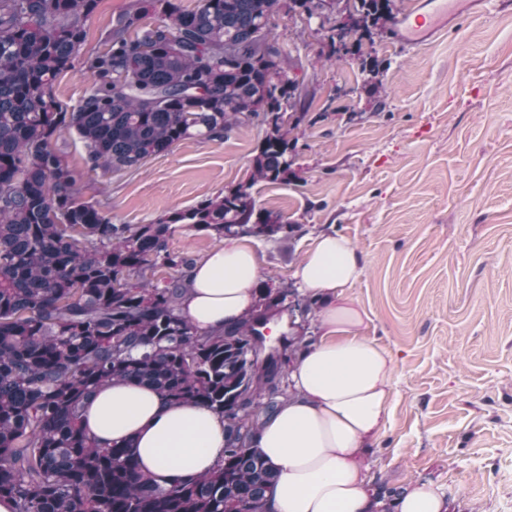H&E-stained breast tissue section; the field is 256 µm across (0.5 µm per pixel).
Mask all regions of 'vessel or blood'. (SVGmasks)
Returning <instances> with one entry per match:
<instances>
[{"label": "vessel or blood", "instance_id": "obj_1", "mask_svg": "<svg viewBox=\"0 0 512 512\" xmlns=\"http://www.w3.org/2000/svg\"><path fill=\"white\" fill-rule=\"evenodd\" d=\"M492 0H418L412 15L401 16L394 27L395 39L420 45L440 31L489 11Z\"/></svg>", "mask_w": 512, "mask_h": 512}]
</instances>
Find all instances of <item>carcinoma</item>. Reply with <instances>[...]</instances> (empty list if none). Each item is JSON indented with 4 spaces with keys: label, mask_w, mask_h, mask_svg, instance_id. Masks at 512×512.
<instances>
[{
    "label": "carcinoma",
    "mask_w": 512,
    "mask_h": 512,
    "mask_svg": "<svg viewBox=\"0 0 512 512\" xmlns=\"http://www.w3.org/2000/svg\"><path fill=\"white\" fill-rule=\"evenodd\" d=\"M99 0H0V499L16 512H265L277 470L247 440L281 407L274 379L288 359L259 374L262 328L281 304L261 291L264 309L200 333L183 315L186 283L151 282L156 265H188L168 250L179 227L218 237L285 238L291 224L256 207L259 182L286 183L308 107L296 76L273 80L300 61L273 36L282 0H137L103 50H85L83 22ZM288 12L321 19L331 43L347 46L383 32L394 0H344L343 28L323 17L324 0H292ZM75 68L93 79L75 106L57 99V78ZM268 112L272 122L248 181L155 224H114L81 200L80 177L56 149L61 134L82 140L89 171L137 170L191 137L221 139ZM292 298L312 312L318 298ZM150 388L173 403L224 415V460L216 470L170 487L141 471L129 442L101 445L83 426L86 404L105 385Z\"/></svg>",
    "instance_id": "1"
}]
</instances>
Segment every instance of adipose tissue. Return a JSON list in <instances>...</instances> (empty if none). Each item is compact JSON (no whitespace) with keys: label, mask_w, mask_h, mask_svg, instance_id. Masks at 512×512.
I'll return each instance as SVG.
<instances>
[{"label":"adipose tissue","mask_w":512,"mask_h":512,"mask_svg":"<svg viewBox=\"0 0 512 512\" xmlns=\"http://www.w3.org/2000/svg\"><path fill=\"white\" fill-rule=\"evenodd\" d=\"M360 258L341 236L320 235L292 278L301 290L326 299L322 335L297 358L294 395L255 439L280 471L267 512H371L364 444L389 416L392 360L357 336L365 314L342 290ZM258 263L253 249L229 240L192 268L183 313L198 328L223 334L254 303ZM83 423L101 443L132 441L144 471L160 485L212 470L224 456L226 428L208 408L164 402L138 385L102 388Z\"/></svg>","instance_id":"1"}]
</instances>
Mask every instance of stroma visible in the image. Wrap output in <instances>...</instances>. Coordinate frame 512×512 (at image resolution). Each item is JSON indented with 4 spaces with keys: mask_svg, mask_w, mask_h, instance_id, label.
<instances>
[{
    "mask_svg": "<svg viewBox=\"0 0 512 512\" xmlns=\"http://www.w3.org/2000/svg\"><path fill=\"white\" fill-rule=\"evenodd\" d=\"M135 2L99 0L88 48ZM318 28L283 14L273 30L302 62L309 108L292 132V180L253 188L294 227L249 237L257 282L291 284L321 234L347 238L361 263L343 295L393 360L390 414L365 452L371 486L429 483L448 512H512V0L423 47L387 32L335 56ZM370 64L380 100L366 91ZM263 135L255 120L106 174L90 172L76 134L57 148L83 201L135 228L247 181ZM223 244L181 227L168 249L194 263Z\"/></svg>",
    "mask_w": 512,
    "mask_h": 512,
    "instance_id": "1",
    "label": "stroma"
}]
</instances>
